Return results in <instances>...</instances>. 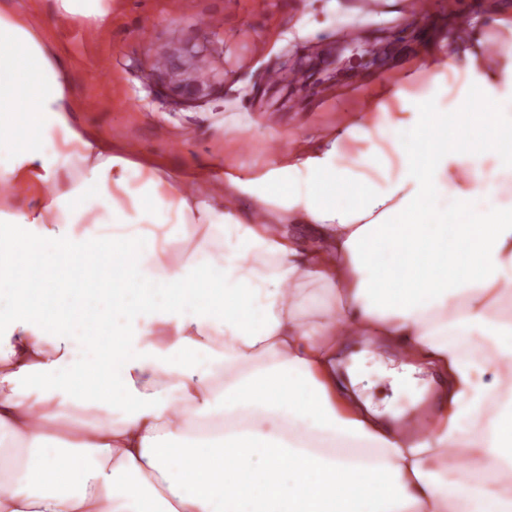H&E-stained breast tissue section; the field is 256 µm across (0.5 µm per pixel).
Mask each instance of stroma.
I'll return each mask as SVG.
<instances>
[{
    "instance_id": "obj_1",
    "label": "stroma",
    "mask_w": 512,
    "mask_h": 512,
    "mask_svg": "<svg viewBox=\"0 0 512 512\" xmlns=\"http://www.w3.org/2000/svg\"><path fill=\"white\" fill-rule=\"evenodd\" d=\"M431 0L419 22L405 0H110L106 30L62 15L56 0H0V10L36 27L50 54L66 63V91L89 132L135 144L134 160L172 171L256 170L275 162L291 137L332 130L340 112H360L358 88L397 78L433 43L448 39L473 4ZM198 54L211 87L183 101L154 75ZM357 354V386L381 410L419 412L420 392L395 394L400 374L377 339L346 347Z\"/></svg>"
}]
</instances>
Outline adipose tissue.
<instances>
[{
	"instance_id": "ef3b65f1",
	"label": "adipose tissue",
	"mask_w": 512,
	"mask_h": 512,
	"mask_svg": "<svg viewBox=\"0 0 512 512\" xmlns=\"http://www.w3.org/2000/svg\"><path fill=\"white\" fill-rule=\"evenodd\" d=\"M467 30L216 182L86 132L63 61L0 11V288L25 287L31 242L57 279L80 260L153 297L90 356L39 306H0V512H243L255 484L271 512H512V32ZM365 336L447 376L432 431L338 386Z\"/></svg>"
}]
</instances>
